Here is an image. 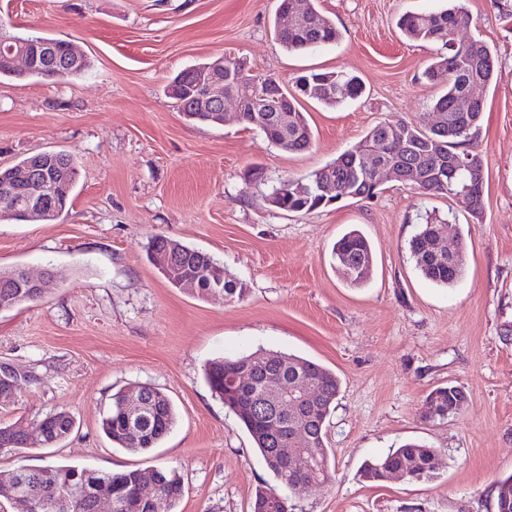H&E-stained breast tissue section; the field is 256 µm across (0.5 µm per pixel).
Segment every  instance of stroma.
I'll list each match as a JSON object with an SVG mask.
<instances>
[{
    "mask_svg": "<svg viewBox=\"0 0 512 512\" xmlns=\"http://www.w3.org/2000/svg\"><path fill=\"white\" fill-rule=\"evenodd\" d=\"M445 5L317 0L341 39L298 53L275 36L276 0H0L1 28L66 39L89 63L61 81L0 78V167L53 150L79 170L61 218L0 221V270L54 273L38 301L0 311V361L39 376L0 405V424L28 431L57 410L76 421L56 446L0 452V474L167 468L183 480L176 512H249L256 488L275 480L204 367L280 351L341 381L326 436L335 480L295 491L294 512H495L496 483L512 475V0H465L470 23L457 34L495 56L477 138L482 213L395 182L374 199L307 214L268 201L279 180L332 162L380 122H433L441 88L425 70L440 47L407 39L396 22ZM219 56L286 83L310 69L347 73L365 91L333 108L302 100L314 145L289 153L232 116L191 122L167 97L178 72ZM427 213L444 222L448 242L466 241L454 287L423 279L410 257ZM353 228L374 253L358 288L331 257ZM155 235L212 255L245 297L203 299L170 285L147 256ZM138 384L167 394L177 419L156 448L131 452L113 447L100 423L112 395ZM447 385L465 393L463 410L426 418L427 395ZM408 441L436 450L433 479L362 478L364 461Z\"/></svg>",
    "mask_w": 512,
    "mask_h": 512,
    "instance_id": "1",
    "label": "stroma"
}]
</instances>
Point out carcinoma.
<instances>
[{
    "label": "carcinoma",
    "mask_w": 512,
    "mask_h": 512,
    "mask_svg": "<svg viewBox=\"0 0 512 512\" xmlns=\"http://www.w3.org/2000/svg\"><path fill=\"white\" fill-rule=\"evenodd\" d=\"M293 0H279L275 31L280 42L290 51H307L339 42L341 34L335 24L308 0V11L296 20L283 26L285 14H293ZM470 17L462 0H449L448 8L436 12H406L398 20L402 34L414 41L439 44L446 53L433 58L425 74L429 81L444 86V92L432 103V111L442 116L439 126L422 128L406 121L384 122L375 125L352 148L340 154L332 163V176L336 180V197L339 202L356 192L365 199L376 197L381 185L366 175L365 160L378 151L398 165L425 167L433 155L440 152L451 156L448 172L439 183L429 175L417 187L421 194H448L466 189L473 201V211L479 213L483 207L485 180L479 177L484 170V160L477 150L476 139L484 112L483 99L460 106L468 87L476 82L488 87L494 79L495 58L491 49L479 40L461 43L455 39L460 28L468 25ZM12 39L27 43L38 54V64L27 72L15 70L0 54V78L52 79L56 71L64 68L65 46L68 41L44 36H12ZM227 69L241 75L239 81L224 83V91L243 97L246 105L261 100L267 105L265 112H246L242 122L257 128L269 143L291 153H301L313 145V131L305 113L299 109L298 98L283 96L278 91L279 79L273 76L258 77L245 71V64L238 59H225ZM210 65L203 62L182 70L170 84V97L177 101L180 111L190 113L191 120L215 124L216 112L201 110L197 106V80ZM303 97L313 99L326 107H335L346 98L361 95L362 85L354 77L335 71H310L296 78ZM57 167L65 168L67 188L54 199L53 206L60 207L56 216L67 209L71 192L75 186L78 169L74 158L65 152L40 156L34 154L4 168H0V187L7 182H16L24 174L49 173ZM316 172L303 178H285L272 187L271 194L279 197L281 210L293 213H310L328 207L317 191ZM438 225L427 217L409 240V252L419 274L427 281L443 287L454 286L464 274L463 255L466 250L464 238L457 240L456 258L438 255L434 250V238ZM171 252L173 267L161 275L174 287L181 276L198 278L197 291L201 296L211 295L210 285L223 281L224 300H241L246 294L244 283L221 274L222 265L203 251L191 248L182 242L156 235L151 238L148 253ZM336 269L344 280L354 287L369 279L374 256L369 241L362 232L352 229L338 239L332 249ZM40 298L32 288H21L13 273H0V308L13 309ZM264 363L252 365L250 356L217 358L206 368V379L211 390L224 401L249 433L254 448L260 453L267 469L273 474L278 488L260 487L250 505V512H291L292 505L284 491H292L309 483L327 484L334 478L335 469L330 463L325 444L326 421L334 408L341 383L335 373L309 359L278 351L263 353ZM308 380L317 397L316 410H307L300 416L288 414L285 407L271 406V410L288 427L293 439L281 445L268 437L263 428L251 416V407L257 402L267 401L269 390L274 385H291L296 380ZM35 381L32 372L12 376L0 371V401L9 402L17 395L20 381ZM134 390L142 400L139 417L130 419L122 406L127 391L112 395V404L102 419L101 428L112 445L129 451H145L154 448L171 431L176 422L173 403L160 390L136 385ZM465 405L461 390L453 385L440 387L431 392L425 406L429 417L445 418L460 412ZM38 424L44 426L52 439L59 441L71 434L75 427L74 416L66 411L46 415ZM297 449L296 460L288 465L275 467L269 460L273 448ZM436 451L420 443H407L390 450L385 456L368 460L362 467V477L380 482L391 478L399 471L409 481L429 480L435 477ZM73 465H44L39 467L48 480L64 484ZM158 483L157 504L145 507L140 512H174L182 496L181 478L174 469L155 468ZM145 477L142 470L122 472H100V481L112 498L124 505L131 502L137 488ZM284 497V503L274 502L273 493ZM496 512H512V475L497 482Z\"/></svg>",
    "instance_id": "cac0c4a2"
}]
</instances>
